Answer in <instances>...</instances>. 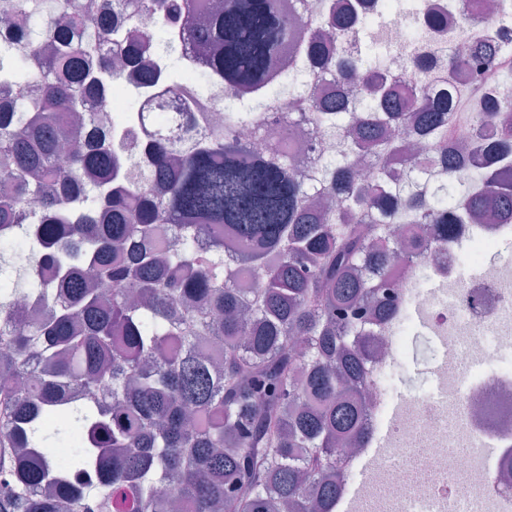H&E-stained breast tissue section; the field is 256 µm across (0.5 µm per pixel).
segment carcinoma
Returning <instances> with one entry per match:
<instances>
[{
  "mask_svg": "<svg viewBox=\"0 0 512 512\" xmlns=\"http://www.w3.org/2000/svg\"><path fill=\"white\" fill-rule=\"evenodd\" d=\"M0 0V512H160L162 498L189 512H329L340 487L339 444L364 434L365 364L388 305L387 277L413 261L388 225L448 240L451 224H512V117L499 99L477 98L465 150L451 95L415 85L409 104L361 56L339 54L337 71L370 110L349 116L305 96L294 112L322 128L344 125L348 156L306 182L291 151H258L240 134L269 131L287 93L282 60L324 63L330 32L356 5L320 0L317 25L299 30L288 0ZM143 14L183 20L178 30L140 29ZM31 43L21 56L15 42ZM153 43L159 71L131 50L124 69L114 40ZM512 30L473 45L476 68L512 63ZM194 54L197 71L183 64ZM45 81L27 91L35 71ZM246 98L219 129L186 98L189 137L147 130V172L118 137L99 138L94 103L112 111L125 81L161 80L181 95L199 79ZM372 160L360 177L355 158ZM214 237L205 248L198 242ZM238 245L224 259V239ZM21 241L54 280L17 264ZM243 268L264 278L247 296ZM48 304L31 313L26 299ZM72 442L58 469L38 454Z\"/></svg>",
  "mask_w": 512,
  "mask_h": 512,
  "instance_id": "obj_1",
  "label": "carcinoma"
}]
</instances>
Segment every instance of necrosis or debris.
<instances>
[{"label":"necrosis or debris","mask_w":512,"mask_h":512,"mask_svg":"<svg viewBox=\"0 0 512 512\" xmlns=\"http://www.w3.org/2000/svg\"><path fill=\"white\" fill-rule=\"evenodd\" d=\"M433 11L448 15L451 35L437 37L424 26V17ZM511 15L512 0H471L467 6L461 0H410L404 8L398 0H373L339 44L348 53L363 54L362 30L378 23L385 33L381 71L386 78L406 85L416 78L432 91L448 90L468 102L487 88L511 102L512 84L501 80L500 70L478 79L465 70L449 73L446 66L449 55L464 56L472 41L496 37ZM274 126L294 132L297 172L304 179L321 160L345 149L340 133L326 132L288 109L277 114ZM454 235L469 240L467 254L451 245L425 243L413 265L388 282L391 309L375 331L382 350L368 364V438L355 454L340 458L343 481L331 512H340V503L353 490L356 465L380 441L395 461L368 472L367 485L379 491L375 512H408L417 499L435 502L446 512L449 498L459 494L471 500L474 512H512V267L493 259L499 244L512 237V224H489L480 233L459 224ZM465 265L479 267V275L459 280ZM421 270L450 289L452 302L438 295L423 299L414 292ZM418 312L427 316L451 362L440 378L441 393L402 401L391 412L390 367L403 356ZM414 447L422 450L423 478L416 484L408 482L402 463Z\"/></svg>","instance_id":"necrosis-or-debris-1"}]
</instances>
